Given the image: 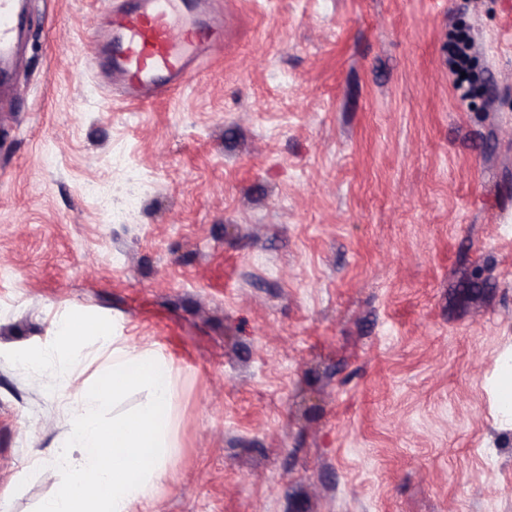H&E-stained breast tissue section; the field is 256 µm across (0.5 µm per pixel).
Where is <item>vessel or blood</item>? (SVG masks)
Instances as JSON below:
<instances>
[{
	"mask_svg": "<svg viewBox=\"0 0 512 512\" xmlns=\"http://www.w3.org/2000/svg\"><path fill=\"white\" fill-rule=\"evenodd\" d=\"M183 0H140L136 9L113 10L112 47L106 72H119L130 100L175 94L187 79L191 58L223 43L224 32L188 22ZM23 0H0V60L17 53Z\"/></svg>",
	"mask_w": 512,
	"mask_h": 512,
	"instance_id": "vessel-or-blood-1",
	"label": "vessel or blood"
}]
</instances>
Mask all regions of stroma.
Segmentation results:
<instances>
[{
  "label": "stroma",
  "instance_id": "1",
  "mask_svg": "<svg viewBox=\"0 0 512 512\" xmlns=\"http://www.w3.org/2000/svg\"><path fill=\"white\" fill-rule=\"evenodd\" d=\"M109 5L27 0L0 100V501L53 495L130 346L171 391L131 512H512V0H199L223 48L146 103L92 68ZM73 318L112 348L58 336ZM497 405L501 413L512 419V350L502 359Z\"/></svg>",
  "mask_w": 512,
  "mask_h": 512
}]
</instances>
